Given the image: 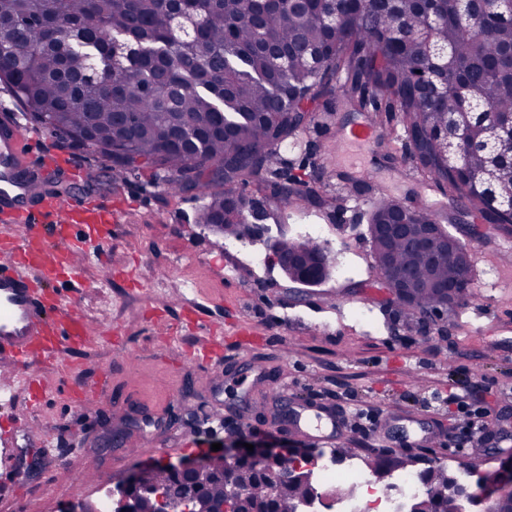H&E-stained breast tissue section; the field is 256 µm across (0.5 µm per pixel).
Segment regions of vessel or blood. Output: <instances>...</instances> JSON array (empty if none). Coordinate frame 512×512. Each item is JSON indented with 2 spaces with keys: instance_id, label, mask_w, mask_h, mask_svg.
Segmentation results:
<instances>
[{
  "instance_id": "obj_1",
  "label": "vessel or blood",
  "mask_w": 512,
  "mask_h": 512,
  "mask_svg": "<svg viewBox=\"0 0 512 512\" xmlns=\"http://www.w3.org/2000/svg\"><path fill=\"white\" fill-rule=\"evenodd\" d=\"M29 138L16 113L0 111V395L42 386L35 362L49 363L66 347L85 342L89 328L74 306L88 284L81 261L111 236L115 211L73 196L62 200L41 186L62 171L53 158L35 166ZM66 287H58L60 275ZM320 448L335 445L344 430L335 408H298L286 426ZM13 432L0 433V483L12 480Z\"/></svg>"
}]
</instances>
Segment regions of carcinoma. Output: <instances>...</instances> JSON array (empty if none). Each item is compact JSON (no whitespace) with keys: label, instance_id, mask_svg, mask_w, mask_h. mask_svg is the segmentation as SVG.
Instances as JSON below:
<instances>
[{"label":"carcinoma","instance_id":"cac0c4a2","mask_svg":"<svg viewBox=\"0 0 512 512\" xmlns=\"http://www.w3.org/2000/svg\"><path fill=\"white\" fill-rule=\"evenodd\" d=\"M493 11L491 30L474 34L472 0H444L437 23L415 0H307L300 10L256 0H0V83L42 125L110 156L112 168L154 167L175 194L194 182L205 199L201 223L221 219L237 239L250 230L248 201L236 210L226 204L241 189L280 205L327 204L308 182L278 173L276 155L302 128L299 105L343 73L352 111L399 113L415 168L512 233V142L467 121L456 156L439 139L448 114L460 110L459 86L470 111L512 113V0H496ZM426 36L453 68L423 55ZM115 38L148 56L113 67ZM213 164L222 165L221 178L201 181ZM400 206L380 196L378 223ZM443 219L412 208L405 223ZM322 248L308 235L273 245L285 253ZM395 260L417 275L408 315L435 304L430 280L458 275L449 260L432 265L403 248ZM424 473V512H458L446 469ZM237 481L245 498L264 495L250 469ZM304 494L302 485L285 490L276 512H294Z\"/></svg>","mask_w":512,"mask_h":512}]
</instances>
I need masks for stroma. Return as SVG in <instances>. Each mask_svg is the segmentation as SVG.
Returning a JSON list of instances; mask_svg holds the SVG:
<instances>
[{
    "instance_id": "obj_1",
    "label": "stroma",
    "mask_w": 512,
    "mask_h": 512,
    "mask_svg": "<svg viewBox=\"0 0 512 512\" xmlns=\"http://www.w3.org/2000/svg\"><path fill=\"white\" fill-rule=\"evenodd\" d=\"M341 85L338 79L328 84L310 105V125L281 151L287 173L320 187L331 208L276 207L260 231L239 240L201 224L198 191L174 195L152 171H113L108 158L32 121L0 88V105L17 112L26 132L71 166L53 194L79 193L123 211L104 254H90L84 263L92 288L76 311L88 322V343L40 367L49 390L36 411L21 394L13 404L0 401V418L30 416L50 442L43 448L19 438L15 460L39 456L42 470L31 481L15 477L10 512H68L76 501L105 497L141 466L129 454L133 446L165 449L174 461L207 452L234 429L252 442L299 447L281 427L278 406L286 394L307 404L335 393L339 404L352 398L391 415L388 431L377 437L345 431L340 445L358 462L411 458L416 471L437 464L453 478L461 477L464 463L481 472L498 467L495 451L475 457L437 440L401 447L411 425L396 413L407 409L413 419L445 431L458 420L443 395L467 390L491 412L488 434L512 421V235L484 225L464 200L445 195L417 171L396 115L347 111ZM368 120L389 133V151L349 140L350 129ZM382 194L415 208L429 199L438 211L465 215L446 229L470 253L472 296L425 334L370 288L375 271L367 217ZM356 196L366 205L355 211L350 200ZM301 230L330 243L344 275L317 286L285 277L273 245ZM183 297L202 302L204 319L227 336L225 360L206 381L191 359L203 339L179 308ZM86 388L99 390L102 401L83 411L79 392ZM131 415L146 419V427L129 430L124 447L100 448L102 435ZM86 459L98 469L94 488L58 481L59 470L79 469Z\"/></svg>"
}]
</instances>
